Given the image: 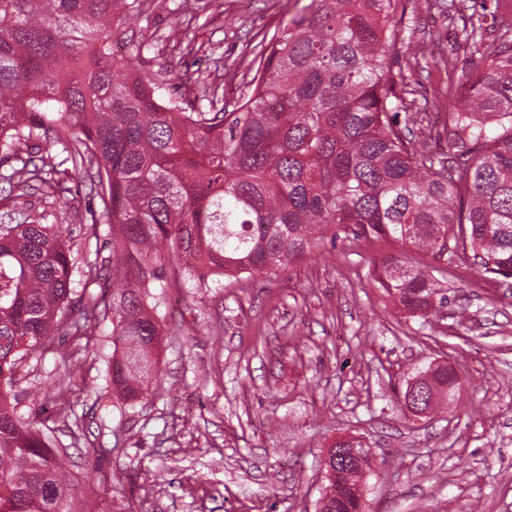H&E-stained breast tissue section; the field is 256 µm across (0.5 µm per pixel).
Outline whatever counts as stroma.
<instances>
[{
	"label": "stroma",
	"instance_id": "1",
	"mask_svg": "<svg viewBox=\"0 0 512 512\" xmlns=\"http://www.w3.org/2000/svg\"><path fill=\"white\" fill-rule=\"evenodd\" d=\"M153 0L139 23L114 17L112 50L145 41L152 70L197 76L238 94L254 73L251 39L274 33L310 0ZM485 40L512 22V0H466ZM400 29L407 47L393 66L433 126L475 63L426 0H410ZM178 35L193 53L172 51ZM439 39L440 53L412 48ZM222 58L214 68L213 58ZM393 242L337 239L287 269L241 275L220 288L166 276L159 381L130 404L113 394L112 326L73 354L53 336L15 389L21 406L50 396V427L67 449L72 508L109 512H316L327 482L326 448L337 438L373 453L365 479L371 512H512V291L448 264L446 300L409 318L369 279ZM435 360L464 375L448 411L425 418L401 403L409 377Z\"/></svg>",
	"mask_w": 512,
	"mask_h": 512
}]
</instances>
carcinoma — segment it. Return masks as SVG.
Returning a JSON list of instances; mask_svg holds the SVG:
<instances>
[{"instance_id": "cac0c4a2", "label": "carcinoma", "mask_w": 512, "mask_h": 512, "mask_svg": "<svg viewBox=\"0 0 512 512\" xmlns=\"http://www.w3.org/2000/svg\"><path fill=\"white\" fill-rule=\"evenodd\" d=\"M409 0H311L310 12L253 46L255 73L228 98L196 79L193 98L155 77L144 46L112 54V16L143 17L141 0H0V183L16 223L0 224V512H48L71 496L44 412L18 410L17 375L59 333L75 351L112 323V391L135 401L156 375L163 317L154 290L172 270L194 288L284 270L324 234L398 241L435 261L512 279V37L483 48L455 0L466 40L486 57L461 76L448 110V152L417 148L424 117L392 65ZM90 182L86 255L38 213ZM112 254L101 255V224ZM370 278L411 317L444 302L430 271L401 252ZM416 373L444 408L459 379ZM323 512H362L360 478L340 467Z\"/></svg>"}]
</instances>
